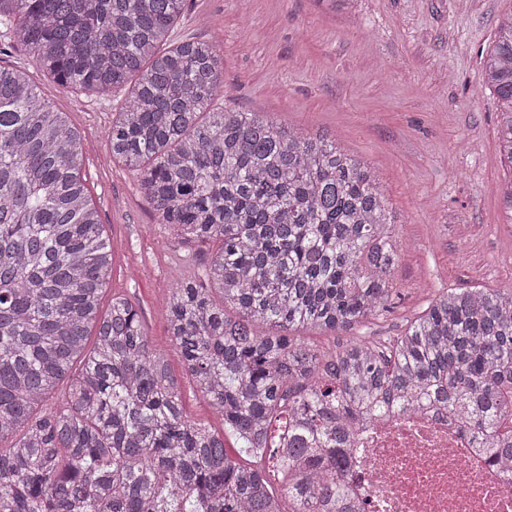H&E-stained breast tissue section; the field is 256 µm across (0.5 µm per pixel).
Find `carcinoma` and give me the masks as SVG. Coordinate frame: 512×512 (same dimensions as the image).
<instances>
[{
  "mask_svg": "<svg viewBox=\"0 0 512 512\" xmlns=\"http://www.w3.org/2000/svg\"><path fill=\"white\" fill-rule=\"evenodd\" d=\"M184 2L0 0V25L63 89L129 88L112 158L137 171L159 223L218 243L163 316L248 460L184 415L127 298L100 313L113 250L81 136L25 71L0 65V512H283L267 464L292 512H361L349 436L423 406L447 410L512 488V289L444 292L378 343L325 352L293 339L389 311L398 215L336 139L224 106L215 47H166ZM483 70L512 164V11ZM62 385L64 402H50Z\"/></svg>",
  "mask_w": 512,
  "mask_h": 512,
  "instance_id": "cac0c4a2",
  "label": "carcinoma"
}]
</instances>
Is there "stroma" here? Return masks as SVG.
Masks as SVG:
<instances>
[{
  "label": "stroma",
  "instance_id": "stroma-1",
  "mask_svg": "<svg viewBox=\"0 0 512 512\" xmlns=\"http://www.w3.org/2000/svg\"><path fill=\"white\" fill-rule=\"evenodd\" d=\"M511 9L512 0H352L345 8L333 0H187L169 40L216 47L226 106L335 137L373 168L400 218L390 311L343 334L305 329L298 338L324 349L359 336L384 340L441 292L512 289V224L500 202L508 171L480 61ZM0 64L25 70L81 136V176L113 248L102 308L121 295L138 309L152 348L179 377L184 414L220 428L183 375L163 317L170 288L200 275L206 248L159 224L136 172L113 160L106 131L126 91L62 89L21 48Z\"/></svg>",
  "mask_w": 512,
  "mask_h": 512
}]
</instances>
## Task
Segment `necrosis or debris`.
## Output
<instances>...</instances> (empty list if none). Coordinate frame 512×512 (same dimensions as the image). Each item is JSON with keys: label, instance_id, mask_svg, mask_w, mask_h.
Instances as JSON below:
<instances>
[{"label": "necrosis or debris", "instance_id": "1", "mask_svg": "<svg viewBox=\"0 0 512 512\" xmlns=\"http://www.w3.org/2000/svg\"><path fill=\"white\" fill-rule=\"evenodd\" d=\"M351 446L349 474L365 512H512V489L447 412L364 424Z\"/></svg>", "mask_w": 512, "mask_h": 512}]
</instances>
